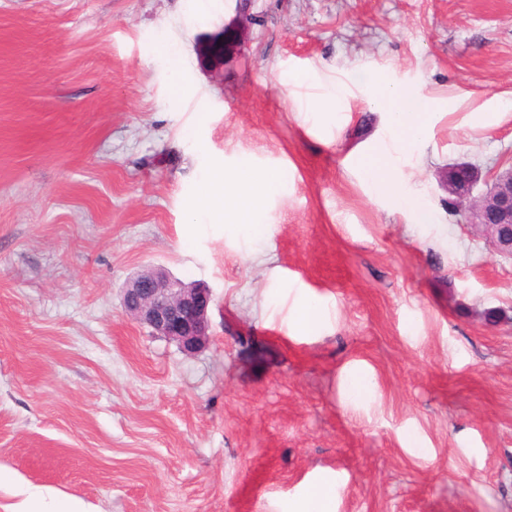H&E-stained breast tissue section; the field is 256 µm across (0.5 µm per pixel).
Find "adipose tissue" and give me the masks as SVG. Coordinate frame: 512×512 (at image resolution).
<instances>
[{
	"instance_id": "ef3b65f1",
	"label": "adipose tissue",
	"mask_w": 512,
	"mask_h": 512,
	"mask_svg": "<svg viewBox=\"0 0 512 512\" xmlns=\"http://www.w3.org/2000/svg\"><path fill=\"white\" fill-rule=\"evenodd\" d=\"M372 103L388 114V134L375 154L364 155L360 165L373 179L382 193L392 196L397 208L415 213L418 223L431 221L430 213L412 197L397 194L388 168L396 155L402 154L409 144L430 132L437 114L429 99L398 86L378 81L373 85ZM286 179L284 172L259 174L242 166L218 180H206L193 199L190 210L193 222L226 220L244 225L253 234L264 232L257 220L268 191Z\"/></svg>"
}]
</instances>
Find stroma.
Instances as JSON below:
<instances>
[{
    "instance_id": "stroma-1",
    "label": "stroma",
    "mask_w": 512,
    "mask_h": 512,
    "mask_svg": "<svg viewBox=\"0 0 512 512\" xmlns=\"http://www.w3.org/2000/svg\"><path fill=\"white\" fill-rule=\"evenodd\" d=\"M377 77L439 111L394 172L433 223L359 165ZM464 162L512 165V0H0V512H281L319 477L336 512H512V262L448 207ZM242 165L288 172L263 235L190 223ZM150 266L211 289L195 355L125 314ZM322 321V309L312 298H300L294 308V323L304 332L316 331ZM17 494L23 498L10 512H85L80 502L75 500L61 501L56 504L55 510H50L46 499H52L53 496L39 487L28 486L20 489Z\"/></svg>"
}]
</instances>
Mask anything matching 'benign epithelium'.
Instances as JSON below:
<instances>
[{"label": "benign epithelium", "instance_id": "benign-epithelium-1", "mask_svg": "<svg viewBox=\"0 0 512 512\" xmlns=\"http://www.w3.org/2000/svg\"><path fill=\"white\" fill-rule=\"evenodd\" d=\"M478 173L466 164L448 168L444 180L452 203L463 213L470 228L481 235L491 250L512 260V166L494 173L485 190L473 194ZM210 289L185 283L162 267H152L130 279L123 292L124 311L152 334L174 341L193 355L210 341Z\"/></svg>", "mask_w": 512, "mask_h": 512}]
</instances>
